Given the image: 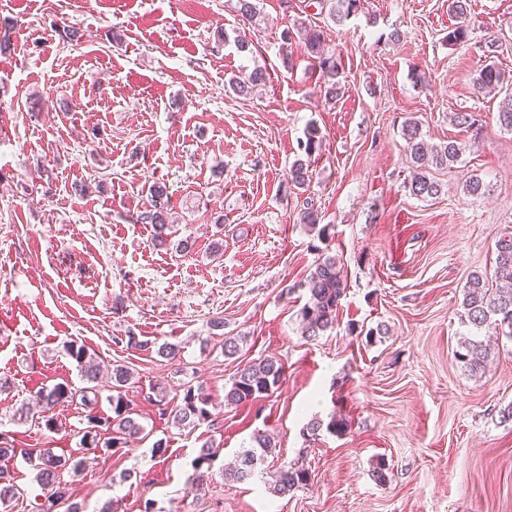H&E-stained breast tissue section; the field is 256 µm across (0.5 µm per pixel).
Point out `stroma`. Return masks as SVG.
Returning a JSON list of instances; mask_svg holds the SVG:
<instances>
[{"label": "stroma", "instance_id": "35a3bbf8", "mask_svg": "<svg viewBox=\"0 0 512 512\" xmlns=\"http://www.w3.org/2000/svg\"><path fill=\"white\" fill-rule=\"evenodd\" d=\"M258 0L250 35L227 0H0L11 50L0 55V429L17 447L67 456L87 407L56 406L55 429L18 420L44 386L81 387L65 345L84 344L102 369L125 365L124 394L148 436L126 453L88 452L72 477L87 512L116 501L139 512H512V338L490 347L485 374L455 358L470 337L462 308L468 275L494 266L512 236V132L498 98L475 93L477 44L503 38L495 55L512 76V0H470L473 48L449 45L448 0H365L344 25L324 21L344 69V95L326 101L299 39L285 40L314 0ZM61 18L79 41L50 25ZM399 31L395 42L380 34ZM260 68L247 97L226 91L234 74ZM472 112L477 132L452 116ZM418 118L435 144L467 149L436 171L443 191L420 200L402 124ZM323 136L307 187L326 224L300 221L288 169L310 126ZM479 175L483 195L465 181ZM165 182L173 209L164 241L132 214ZM87 184L88 194L75 185ZM339 258L345 293L336 330L300 334L299 284L320 253ZM224 320L222 335L210 319ZM385 324L387 335L364 329ZM134 332L180 345L169 360L121 344ZM241 335L225 358L223 336ZM285 366L268 398L224 404L237 368L264 357ZM203 384L217 427H176L151 391L176 401ZM342 418L339 433L309 437L312 418ZM276 452L263 475L228 482L222 466L255 431ZM222 448L207 489L191 461L206 437ZM166 441L165 454L153 452ZM308 467L293 495L268 488L282 464ZM387 464V481L375 478Z\"/></svg>", "mask_w": 512, "mask_h": 512}]
</instances>
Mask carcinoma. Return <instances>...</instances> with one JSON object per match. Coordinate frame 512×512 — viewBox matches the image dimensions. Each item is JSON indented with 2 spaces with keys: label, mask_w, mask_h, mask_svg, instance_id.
Returning <instances> with one entry per match:
<instances>
[{
  "label": "carcinoma",
  "mask_w": 512,
  "mask_h": 512,
  "mask_svg": "<svg viewBox=\"0 0 512 512\" xmlns=\"http://www.w3.org/2000/svg\"><path fill=\"white\" fill-rule=\"evenodd\" d=\"M321 11L332 22L342 25L351 16L361 10V0H319ZM450 7L456 23L448 27L446 39L448 44L464 46L469 44L472 34L470 5L468 0H451ZM234 11L241 17L243 24L254 25L260 11L257 0H235ZM296 35L307 49L312 71L324 80L326 100H334L341 94L339 81L341 62L336 52L328 49L324 27L314 21L303 19L296 26ZM266 81V73L256 69L248 75L229 80L230 89L237 95L247 96L254 88ZM478 93L496 90L503 94L499 102L497 119L502 128L512 131V82L495 64L486 63L476 73L473 81ZM402 134L406 142V152L414 168L413 175L407 183L411 195L418 199L434 198L443 189L434 177V172L448 168L458 161L465 149L463 143L450 140L439 145L428 144L422 133L421 122L407 118L402 125ZM323 136L316 127H311L306 139L300 141L297 158L288 169V181L296 188H302L310 182L312 172L310 159L321 149ZM150 200L146 207L134 218L136 224H152L158 231V237L165 235L169 224L170 196L162 182L154 183L149 189ZM300 217L304 224L316 225L321 221V213L314 199L306 196L301 201ZM496 259L494 268L495 286H490L487 273H471L463 287L462 307L468 323L478 330H503V335L512 336V237L499 238L495 244ZM299 287L306 290L307 302L299 310L301 334L314 340L327 331L336 328L337 311L345 291L341 266L336 257L320 256ZM69 356L79 367L81 378L87 386L75 389L67 383H57L39 392L42 412L52 410L56 405L72 402L81 397L85 405L93 406L88 393L96 389L100 366L87 353L85 346L72 341L67 348ZM490 348L480 340L467 338L455 351V358L471 374L485 373L489 360ZM284 366L275 357H264L249 362L238 368L230 386L225 389L224 405L238 406L269 394L283 381ZM112 391L110 396L112 414L99 415L93 411L86 414V426L81 433V448H101L106 451H119L134 446L143 440L144 426L137 418V413L130 407V401L122 395L121 389L131 378V372L124 365H114L111 369ZM212 403L203 385H187L177 403L171 407L169 417L178 427H195L214 422L210 409ZM344 422L331 418L328 423L314 419L307 426L310 436L316 437L321 429L336 433L342 430ZM219 444L212 437L201 441L192 466L196 480L204 484L212 472V465ZM276 445L266 432L256 431L251 437V447L237 455L236 463L223 472L224 480L242 482L258 473V466L265 458L273 455ZM17 455L29 460L38 469L40 486L44 501L40 503V512H58L65 506V512H83L79 503L72 501L70 482L64 474L75 476L83 467L81 455L63 457L52 448H18L14 440L0 431V458H13ZM309 468L297 464H284L273 475L270 490L277 496L286 497L309 484ZM20 489L9 471L0 469V507L17 498Z\"/></svg>",
  "instance_id": "1"
}]
</instances>
